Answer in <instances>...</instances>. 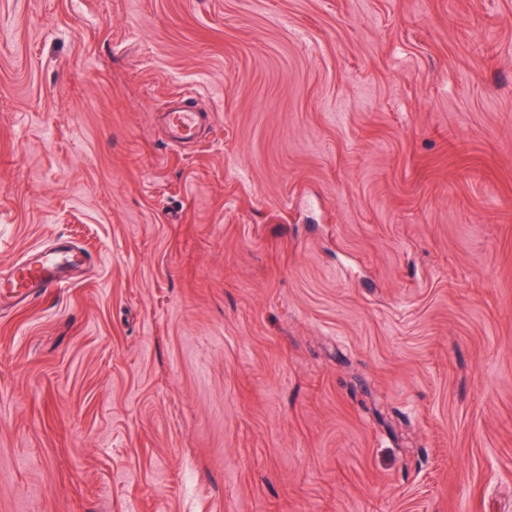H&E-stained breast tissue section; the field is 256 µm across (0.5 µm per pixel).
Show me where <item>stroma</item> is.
I'll use <instances>...</instances> for the list:
<instances>
[{
	"mask_svg": "<svg viewBox=\"0 0 512 512\" xmlns=\"http://www.w3.org/2000/svg\"><path fill=\"white\" fill-rule=\"evenodd\" d=\"M63 241L0 512H512V0H0V276ZM165 123L171 144L181 148L201 143L203 132L212 133L216 116L213 112H193L175 105L166 113Z\"/></svg>",
	"mask_w": 512,
	"mask_h": 512,
	"instance_id": "35a3bbf8",
	"label": "stroma"
}]
</instances>
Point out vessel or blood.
<instances>
[{
    "instance_id": "vessel-or-blood-1",
    "label": "vessel or blood",
    "mask_w": 512,
    "mask_h": 512,
    "mask_svg": "<svg viewBox=\"0 0 512 512\" xmlns=\"http://www.w3.org/2000/svg\"><path fill=\"white\" fill-rule=\"evenodd\" d=\"M165 123L171 144L182 147L199 144L203 133L213 132L216 116L211 112H193L176 105L166 113ZM81 264L74 246L62 243L53 251L17 261L11 269V285L44 293L72 282V272Z\"/></svg>"
}]
</instances>
